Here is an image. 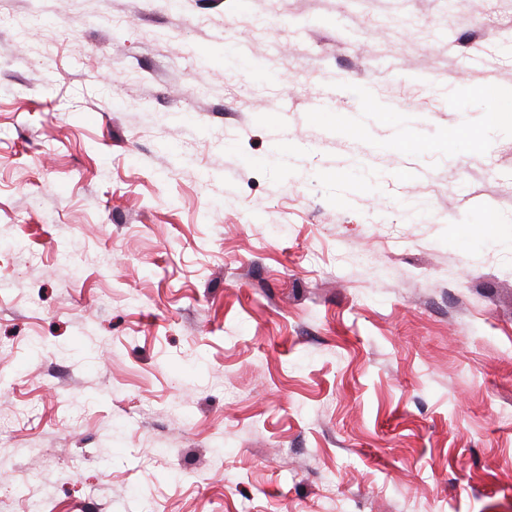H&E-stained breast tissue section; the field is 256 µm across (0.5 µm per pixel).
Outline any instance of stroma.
Returning a JSON list of instances; mask_svg holds the SVG:
<instances>
[{"label": "stroma", "mask_w": 512, "mask_h": 512, "mask_svg": "<svg viewBox=\"0 0 512 512\" xmlns=\"http://www.w3.org/2000/svg\"><path fill=\"white\" fill-rule=\"evenodd\" d=\"M491 83L512 0H0V512H512Z\"/></svg>", "instance_id": "obj_1"}]
</instances>
